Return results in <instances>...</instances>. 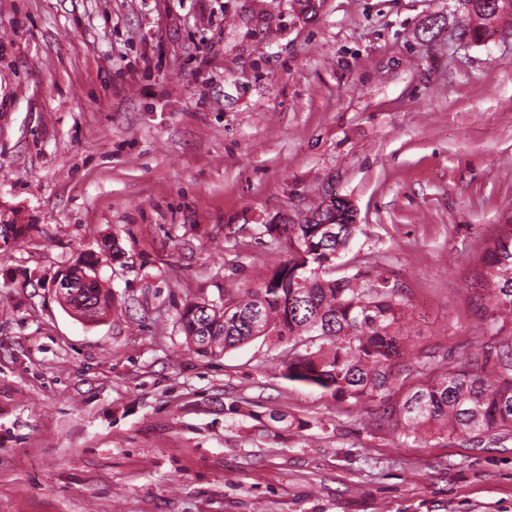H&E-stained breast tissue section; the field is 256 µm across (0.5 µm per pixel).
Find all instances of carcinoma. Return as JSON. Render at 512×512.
Listing matches in <instances>:
<instances>
[{"instance_id": "carcinoma-1", "label": "carcinoma", "mask_w": 512, "mask_h": 512, "mask_svg": "<svg viewBox=\"0 0 512 512\" xmlns=\"http://www.w3.org/2000/svg\"><path fill=\"white\" fill-rule=\"evenodd\" d=\"M468 22L458 36L478 42L506 13L496 0H462ZM31 224H0L4 246L26 238ZM354 212L341 197L318 206L300 224H265L263 233L288 236L292 250L267 277L239 288L220 303L189 301L179 312L185 343L203 357H219L255 338L288 344L283 376L359 404L407 388L387 419L415 440L432 433L479 447L512 438V223L501 224L479 258L468 287L486 301L488 340L448 366V353L427 351L413 364L401 360L403 313L397 283L382 272L336 277V261L355 235ZM100 257L91 253L66 269L60 302L90 319L111 299L96 278ZM423 376L424 384L410 386Z\"/></svg>"}]
</instances>
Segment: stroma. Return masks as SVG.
<instances>
[{
  "label": "stroma",
  "mask_w": 512,
  "mask_h": 512,
  "mask_svg": "<svg viewBox=\"0 0 512 512\" xmlns=\"http://www.w3.org/2000/svg\"><path fill=\"white\" fill-rule=\"evenodd\" d=\"M465 16L0 0V219L33 227L0 248V512H512V440L407 438L399 393L339 402L285 379L273 339L202 357L178 322L261 283L291 249L263 225L335 194L345 272L398 283L405 350L481 343L467 283L512 221V39L463 42ZM111 237L115 305L80 319L52 284Z\"/></svg>",
  "instance_id": "35a3bbf8"
}]
</instances>
